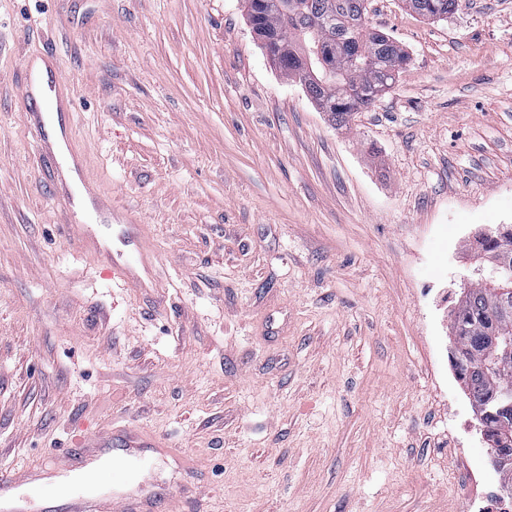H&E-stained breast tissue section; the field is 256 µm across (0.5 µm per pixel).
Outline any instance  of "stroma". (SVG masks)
<instances>
[{
    "label": "stroma",
    "mask_w": 512,
    "mask_h": 512,
    "mask_svg": "<svg viewBox=\"0 0 512 512\" xmlns=\"http://www.w3.org/2000/svg\"><path fill=\"white\" fill-rule=\"evenodd\" d=\"M407 52L339 129L244 0H0V468L122 419L181 512H470L488 459L452 360L475 235L512 224V0H369ZM48 53L91 185L161 261L126 288L68 243L18 95ZM406 7L417 15L431 20H443L460 7V0H403Z\"/></svg>",
    "instance_id": "obj_1"
}]
</instances>
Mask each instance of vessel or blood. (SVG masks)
<instances>
[{
    "mask_svg": "<svg viewBox=\"0 0 512 512\" xmlns=\"http://www.w3.org/2000/svg\"><path fill=\"white\" fill-rule=\"evenodd\" d=\"M26 74L21 82L20 101L34 130L43 156H59V143H71L74 137L76 100L60 67L45 60L43 68L25 63ZM76 184H69L65 175H58L51 190L68 210L80 212L84 223L70 227L69 242L95 265L102 267L114 282L131 288H146L153 284V273L159 261L158 250L148 225L124 210L111 198L92 188L85 159L74 158ZM108 224L118 228L124 250H109L91 237L87 223ZM113 456L110 466L113 481L119 489L98 497H69L63 512H162L158 493H146L129 486L128 463L148 464L158 456L174 458L180 470H189L187 456L167 447L154 432L130 424H107L101 429L78 436L76 446L56 456L47 465L48 471L67 472L77 463H92L104 456ZM37 475L25 468L0 471V512H51L50 508H35L30 497L19 489L32 485Z\"/></svg>",
    "mask_w": 512,
    "mask_h": 512,
    "instance_id": "obj_1",
    "label": "vessel or blood"
}]
</instances>
